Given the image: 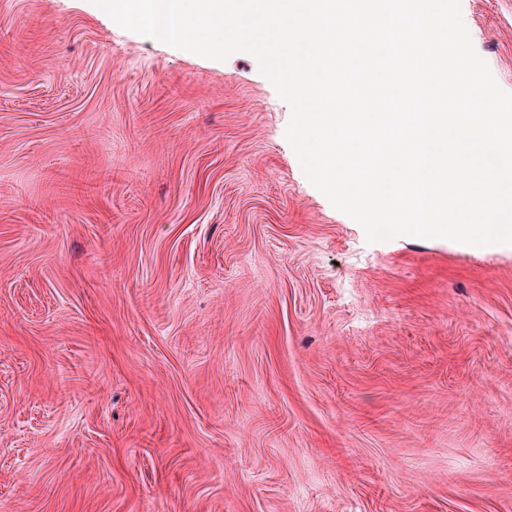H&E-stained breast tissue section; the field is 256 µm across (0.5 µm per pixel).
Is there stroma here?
Listing matches in <instances>:
<instances>
[{
    "label": "stroma",
    "mask_w": 512,
    "mask_h": 512,
    "mask_svg": "<svg viewBox=\"0 0 512 512\" xmlns=\"http://www.w3.org/2000/svg\"><path fill=\"white\" fill-rule=\"evenodd\" d=\"M512 92V0H460ZM292 110L0 0V512H512V245L371 243Z\"/></svg>",
    "instance_id": "1"
}]
</instances>
